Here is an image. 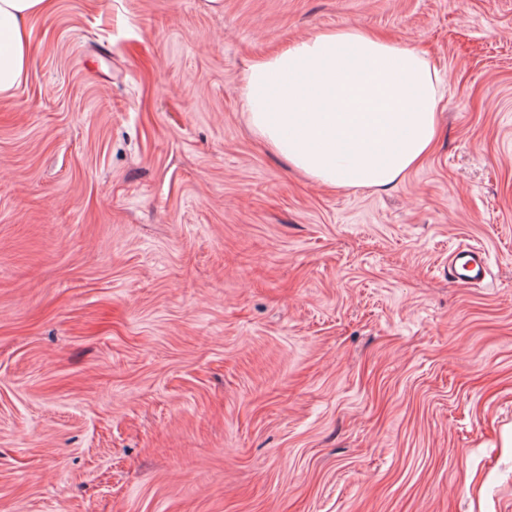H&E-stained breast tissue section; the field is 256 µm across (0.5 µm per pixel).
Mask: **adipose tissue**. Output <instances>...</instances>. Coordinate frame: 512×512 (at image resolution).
<instances>
[{
  "instance_id": "ef3b65f1",
  "label": "adipose tissue",
  "mask_w": 512,
  "mask_h": 512,
  "mask_svg": "<svg viewBox=\"0 0 512 512\" xmlns=\"http://www.w3.org/2000/svg\"><path fill=\"white\" fill-rule=\"evenodd\" d=\"M51 0H0V96L30 56L28 25ZM243 97L252 133L333 188H384L429 152L441 83L420 51L360 28L294 40L251 63Z\"/></svg>"
}]
</instances>
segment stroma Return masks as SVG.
<instances>
[{"instance_id":"1","label":"stroma","mask_w":512,"mask_h":512,"mask_svg":"<svg viewBox=\"0 0 512 512\" xmlns=\"http://www.w3.org/2000/svg\"><path fill=\"white\" fill-rule=\"evenodd\" d=\"M345 26L444 80L384 190L246 123L252 60ZM29 31L0 98V512H512V0H54ZM449 269L455 272L464 285H475L485 273L486 253L479 246L457 247L451 254ZM462 271V272H458Z\"/></svg>"}]
</instances>
